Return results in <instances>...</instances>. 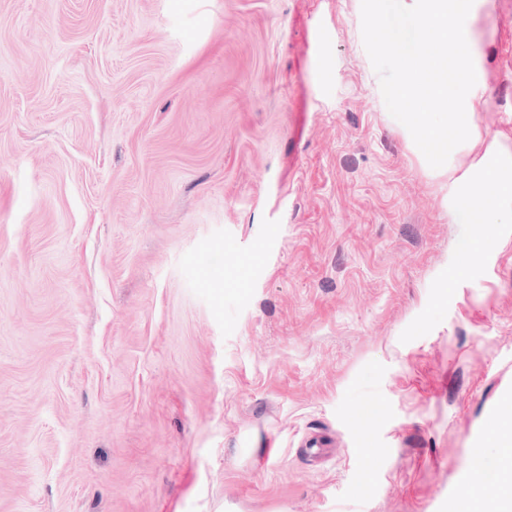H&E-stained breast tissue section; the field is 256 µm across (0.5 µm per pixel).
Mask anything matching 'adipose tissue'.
I'll use <instances>...</instances> for the list:
<instances>
[{
  "label": "adipose tissue",
  "mask_w": 512,
  "mask_h": 512,
  "mask_svg": "<svg viewBox=\"0 0 512 512\" xmlns=\"http://www.w3.org/2000/svg\"><path fill=\"white\" fill-rule=\"evenodd\" d=\"M471 5L472 0H411L410 30L392 32L383 48L400 62L399 77L381 88L395 111L406 112L407 137L434 176L446 179L450 207L480 218L478 238L460 250L466 266L493 247L502 207L512 200V161L501 157L497 139L487 141L482 154L473 152L482 140L475 121L483 106L482 61L463 51L473 35L457 23ZM434 104L449 107L445 124L430 120L427 109Z\"/></svg>",
  "instance_id": "obj_1"
}]
</instances>
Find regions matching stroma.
Returning <instances> with one entry per match:
<instances>
[{
  "mask_svg": "<svg viewBox=\"0 0 512 512\" xmlns=\"http://www.w3.org/2000/svg\"><path fill=\"white\" fill-rule=\"evenodd\" d=\"M465 21L512 158V0ZM405 25V0H0V512L473 493L512 407V204L458 270L478 227L380 94Z\"/></svg>",
  "mask_w": 512,
  "mask_h": 512,
  "instance_id": "obj_1",
  "label": "stroma"
}]
</instances>
